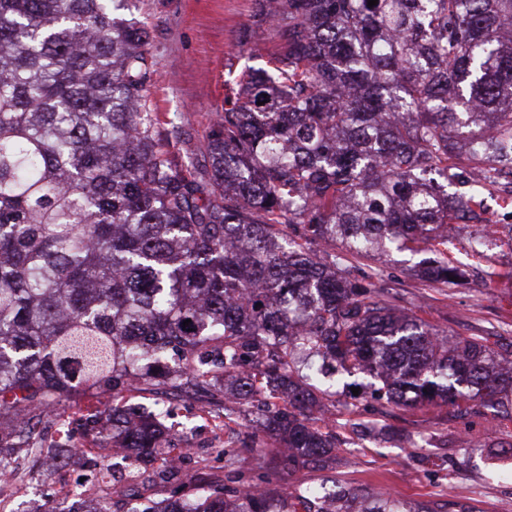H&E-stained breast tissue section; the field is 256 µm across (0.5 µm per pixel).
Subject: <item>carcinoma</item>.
I'll return each instance as SVG.
<instances>
[{
    "instance_id": "obj_1",
    "label": "carcinoma",
    "mask_w": 512,
    "mask_h": 512,
    "mask_svg": "<svg viewBox=\"0 0 512 512\" xmlns=\"http://www.w3.org/2000/svg\"><path fill=\"white\" fill-rule=\"evenodd\" d=\"M263 2L282 52L239 83L199 167L147 110L158 62L127 0H0V430L17 447L30 411L109 392L112 446L167 460L175 436L126 394L190 387L224 410V466L252 416L291 473L331 459L343 371L402 409L466 414L512 388L486 344L343 264L422 254L423 281L456 286L455 225L500 233L484 202L512 204V0ZM328 497L346 492L240 480L127 512H350Z\"/></svg>"
}]
</instances>
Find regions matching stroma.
<instances>
[{
    "mask_svg": "<svg viewBox=\"0 0 512 512\" xmlns=\"http://www.w3.org/2000/svg\"><path fill=\"white\" fill-rule=\"evenodd\" d=\"M135 18L149 22L150 53L159 63L148 96L161 117L177 116L170 148L195 164H203L207 132L223 114L228 99L249 68H270L280 52L274 25H259L260 0H133ZM449 256L466 264L469 281L460 287L422 282L413 271L409 253L392 254L376 262L361 261L362 270L377 269L378 287L391 304L461 338L483 340L495 352L512 357V245L489 240L476 246L473 229L456 232ZM497 274V286L484 288L487 271ZM131 404L164 410L163 423L189 450L168 481L156 478L157 460L130 463L137 496L162 500L177 489L184 474L198 483L215 485L227 478L217 450L223 433L208 423V404L200 392L161 395L131 393ZM101 405L94 400L63 402L52 415L33 412L34 442L41 455L25 454L15 440L0 438V457L16 471L13 488L0 487V512H48L70 507L45 469L46 456L57 448H84L74 458L73 473L115 465L110 436L90 429ZM336 449L333 467L308 465L281 475L280 460L270 448L239 449L234 469L243 477L270 478L278 493L289 494L308 485L341 486L372 496L387 492L405 503L433 508L450 502L476 507L478 512H512V423L492 421L488 410L459 415L452 408L405 411L382 407L372 398L364 378H347L336 395Z\"/></svg>",
    "mask_w": 512,
    "mask_h": 512,
    "instance_id": "35a3bbf8",
    "label": "stroma"
}]
</instances>
